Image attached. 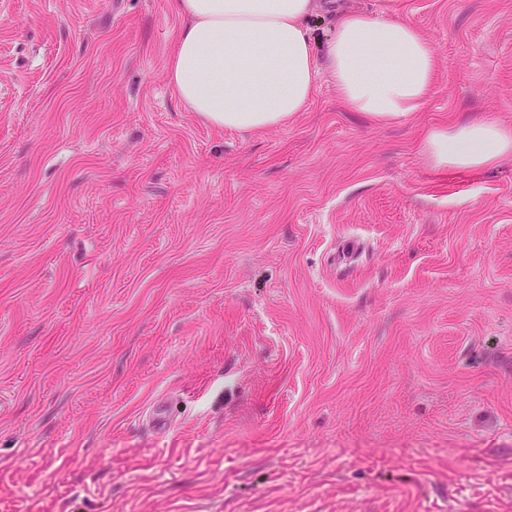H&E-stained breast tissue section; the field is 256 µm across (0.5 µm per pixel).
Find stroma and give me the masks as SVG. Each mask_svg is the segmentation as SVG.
Wrapping results in <instances>:
<instances>
[{"mask_svg": "<svg viewBox=\"0 0 512 512\" xmlns=\"http://www.w3.org/2000/svg\"><path fill=\"white\" fill-rule=\"evenodd\" d=\"M342 4L432 45L412 116L225 130L172 0H0V512H512V157L424 147L512 126V0ZM425 148L439 165L488 166L512 156V128L495 120L474 118L452 129L433 131Z\"/></svg>", "mask_w": 512, "mask_h": 512, "instance_id": "35a3bbf8", "label": "stroma"}]
</instances>
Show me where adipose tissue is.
<instances>
[{
  "label": "adipose tissue",
  "mask_w": 512,
  "mask_h": 512,
  "mask_svg": "<svg viewBox=\"0 0 512 512\" xmlns=\"http://www.w3.org/2000/svg\"><path fill=\"white\" fill-rule=\"evenodd\" d=\"M185 21L167 64L181 102L209 124L259 132L305 110L327 71L345 108L378 124L417 112L436 69L430 44L403 18L344 9L322 54L302 27L317 0H174ZM440 165L477 168L512 156V127L474 118L429 134Z\"/></svg>",
  "instance_id": "obj_1"
}]
</instances>
